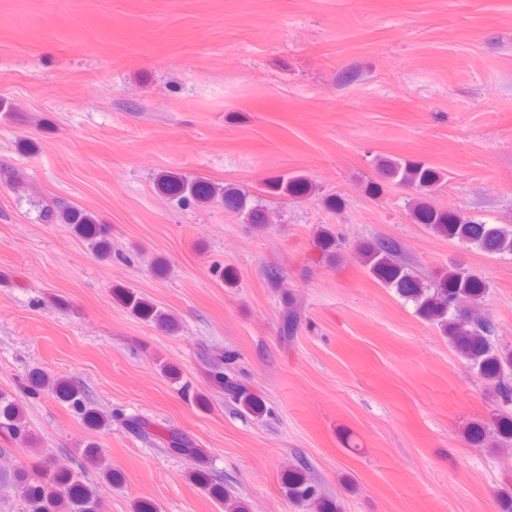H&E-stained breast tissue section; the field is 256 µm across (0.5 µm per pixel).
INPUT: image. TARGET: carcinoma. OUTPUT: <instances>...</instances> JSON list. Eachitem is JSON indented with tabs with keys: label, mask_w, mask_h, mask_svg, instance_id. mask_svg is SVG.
I'll return each instance as SVG.
<instances>
[{
	"label": "carcinoma",
	"mask_w": 512,
	"mask_h": 512,
	"mask_svg": "<svg viewBox=\"0 0 512 512\" xmlns=\"http://www.w3.org/2000/svg\"><path fill=\"white\" fill-rule=\"evenodd\" d=\"M378 168L385 178L417 191L430 192L440 180L436 170L420 162L387 159L380 161ZM274 188L280 195L300 198L308 194L309 183L299 176H292L278 180ZM163 189L180 201L189 196L199 199L218 197L225 208L245 213L251 223L259 227L265 224L261 210L248 206L247 197L235 187H226L220 193L207 180L197 178L191 182L167 179L163 181ZM410 209L415 223L424 225L436 234L473 245L488 254H512L511 224H484L466 220L456 212L435 207L424 196L412 201ZM59 217L63 223L74 225L84 238L93 240L97 237V228L91 216L64 204L59 209ZM359 258L369 273L386 287L416 301L419 314L437 324L451 346L468 361L478 377L498 393L503 406L512 405V349L500 346L494 324L474 312L486 291L484 280L453 264L448 266L436 283L428 284L415 267L402 261L396 243L389 239H381L359 250ZM124 302L133 312L155 321L159 326L167 330L173 328L169 315L146 304L137 294L126 293ZM300 318V304L296 301L289 304L280 315V335L285 339L293 337L299 328ZM233 360V353H225L222 360L214 365L213 380L224 389V398L258 415L263 411V404L238 379L232 366ZM32 384L55 391L71 402L95 427L107 420V416L92 405L81 388L65 380L37 373L32 378ZM0 433L11 439L24 438L21 410L15 401L2 394ZM167 444L170 451L196 461L198 467L192 471L193 481L224 501V512H248L244 502L225 492L201 467L204 460L202 450L187 446L174 434ZM81 455L87 465L77 471L50 475L40 463L31 469H18L14 473V480L23 488L20 512H101L96 490L84 481L87 466L100 469L102 478L108 482L118 479V476L112 469L102 467L101 450L90 445L82 449ZM284 484L288 499L307 512H340V506L322 491L306 469L289 470Z\"/></svg>",
	"instance_id": "carcinoma-1"
}]
</instances>
